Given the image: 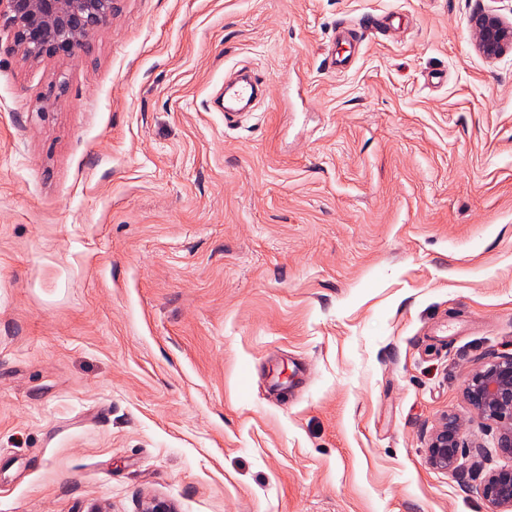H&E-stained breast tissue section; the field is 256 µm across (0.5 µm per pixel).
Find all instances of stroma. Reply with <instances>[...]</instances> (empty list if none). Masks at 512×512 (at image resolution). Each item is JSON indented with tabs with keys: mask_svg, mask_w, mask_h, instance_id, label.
Returning a JSON list of instances; mask_svg holds the SVG:
<instances>
[{
	"mask_svg": "<svg viewBox=\"0 0 512 512\" xmlns=\"http://www.w3.org/2000/svg\"><path fill=\"white\" fill-rule=\"evenodd\" d=\"M480 10L512 20L117 0L71 58L0 34V512H487L512 458L465 387L512 355V51ZM476 49L489 59L512 50V22L493 11H481L472 17ZM262 85L263 82L255 75L244 82H230L224 78V122L228 123L239 117V114L228 106L229 102L251 98L256 88ZM459 422L448 418L444 425L431 437L428 445V459L431 465L448 469L457 459L459 449Z\"/></svg>",
	"mask_w": 512,
	"mask_h": 512,
	"instance_id": "35a3bbf8",
	"label": "stroma"
}]
</instances>
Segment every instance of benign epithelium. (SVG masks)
<instances>
[{
  "instance_id": "obj_1",
  "label": "benign epithelium",
  "mask_w": 512,
  "mask_h": 512,
  "mask_svg": "<svg viewBox=\"0 0 512 512\" xmlns=\"http://www.w3.org/2000/svg\"><path fill=\"white\" fill-rule=\"evenodd\" d=\"M114 0H0V30L9 31L14 46L32 61L73 56L106 24ZM476 49L489 59L512 50V22L493 11L472 17ZM467 399L482 419L500 425L497 447L512 457V356L477 371L467 387ZM459 422L449 418L431 437V465L448 469L457 459ZM490 512L512 510V467L493 472L483 485Z\"/></svg>"
}]
</instances>
